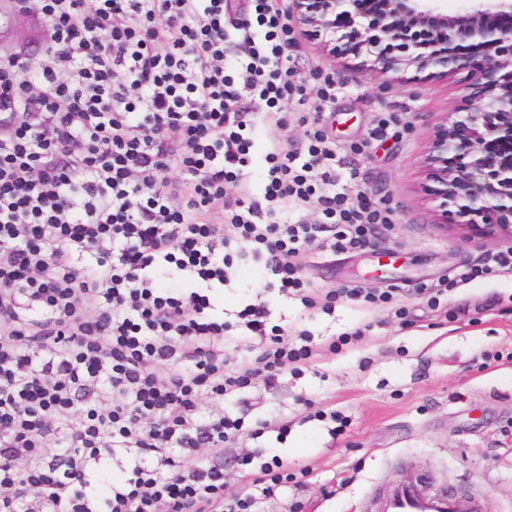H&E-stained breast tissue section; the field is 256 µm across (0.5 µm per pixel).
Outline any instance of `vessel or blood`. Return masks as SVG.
Segmentation results:
<instances>
[{
  "label": "vessel or blood",
  "instance_id": "vessel-or-blood-1",
  "mask_svg": "<svg viewBox=\"0 0 512 512\" xmlns=\"http://www.w3.org/2000/svg\"><path fill=\"white\" fill-rule=\"evenodd\" d=\"M371 507L372 512H483L480 497L432 488L422 480L388 485Z\"/></svg>",
  "mask_w": 512,
  "mask_h": 512
}]
</instances>
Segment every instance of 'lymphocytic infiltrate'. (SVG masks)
Masks as SVG:
<instances>
[{
    "label": "lymphocytic infiltrate",
    "instance_id": "1",
    "mask_svg": "<svg viewBox=\"0 0 512 512\" xmlns=\"http://www.w3.org/2000/svg\"><path fill=\"white\" fill-rule=\"evenodd\" d=\"M250 2L253 21L231 32L230 0H24L47 34L36 54L0 51V512H258L287 494L292 476L263 450L236 452L243 392L316 350L303 333L268 335L262 301L233 324L210 316L230 247L306 311L409 314L398 289L306 277L311 247L363 249L393 211L348 195L361 173L321 129L336 80L290 66L288 0ZM271 123L307 135L272 142L257 199L250 150ZM300 205L315 219L280 221ZM504 270L512 250L417 294L438 311L460 283ZM241 335L253 354L229 362ZM230 454L250 491L228 500ZM121 460L124 478L107 482Z\"/></svg>",
    "mask_w": 512,
    "mask_h": 512
}]
</instances>
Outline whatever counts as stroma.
<instances>
[{
	"label": "stroma",
	"instance_id": "obj_1",
	"mask_svg": "<svg viewBox=\"0 0 512 512\" xmlns=\"http://www.w3.org/2000/svg\"><path fill=\"white\" fill-rule=\"evenodd\" d=\"M288 54L298 73L334 76L342 91L324 108L321 126L346 166L364 173L359 189L393 210L392 233L343 254L318 248L303 259L317 288L358 282L369 288L399 287L410 295L448 273L479 263L485 254L512 247L494 239L469 242L456 223L436 225L437 204L426 193L424 161L433 128L465 117L466 73L415 83L387 82L359 58L329 56L319 43L296 38ZM400 117L402 135L374 141L368 132L379 113ZM292 125L258 131L251 150L250 190L261 196L272 139L299 141ZM362 153H351L354 144ZM229 285L213 293L229 323L248 304L265 301L269 326L289 334L309 331L318 352L310 364L280 376L276 385L246 389L256 419L278 417L282 433L240 438L243 448H265L271 470L298 476L289 499L264 503V512H361L383 487L431 478L483 497L486 512H512V272L459 286L447 311L412 304L407 320L337 304L305 311L300 301L264 290L263 265L235 261ZM365 327L361 340L339 350L329 345L344 332ZM349 420L331 434L318 411Z\"/></svg>",
	"mask_w": 512,
	"mask_h": 512
}]
</instances>
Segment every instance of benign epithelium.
<instances>
[{"label": "benign epithelium", "mask_w": 512, "mask_h": 512, "mask_svg": "<svg viewBox=\"0 0 512 512\" xmlns=\"http://www.w3.org/2000/svg\"><path fill=\"white\" fill-rule=\"evenodd\" d=\"M437 0H292L293 18L312 37L336 35L335 17L346 6L370 13L367 22L341 36L344 50L387 80L414 71L413 79L470 75L469 115L442 122L431 135L427 170L438 183L441 221L457 208L465 238L483 243L512 239V155L489 150L512 143V0H469L448 15Z\"/></svg>", "instance_id": "7a95c632"}]
</instances>
